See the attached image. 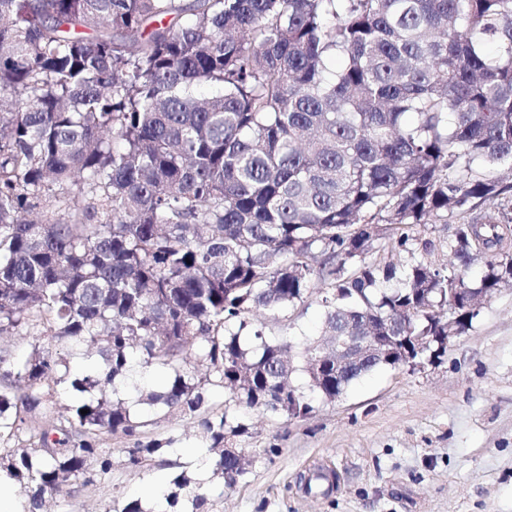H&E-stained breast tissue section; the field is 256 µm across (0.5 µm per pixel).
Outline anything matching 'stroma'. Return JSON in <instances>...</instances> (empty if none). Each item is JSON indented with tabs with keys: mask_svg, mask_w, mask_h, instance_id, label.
Returning a JSON list of instances; mask_svg holds the SVG:
<instances>
[{
	"mask_svg": "<svg viewBox=\"0 0 512 512\" xmlns=\"http://www.w3.org/2000/svg\"><path fill=\"white\" fill-rule=\"evenodd\" d=\"M320 299L311 290L265 319L266 337L302 349L319 330ZM313 406L288 421L243 410L245 432L225 445L245 454L247 472L233 488H211L209 512H512V289L483 302L441 360L376 370L341 400ZM147 435L173 438L170 458L181 463L197 461L204 437L199 416L183 413L159 418ZM105 445L111 479L58 496L52 512H120L169 479V466L122 465L123 436ZM320 469L336 476L325 496L305 484Z\"/></svg>",
	"mask_w": 512,
	"mask_h": 512,
	"instance_id": "obj_1",
	"label": "stroma"
}]
</instances>
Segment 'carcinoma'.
Instances as JSON below:
<instances>
[{"mask_svg": "<svg viewBox=\"0 0 512 512\" xmlns=\"http://www.w3.org/2000/svg\"><path fill=\"white\" fill-rule=\"evenodd\" d=\"M0 91V336L32 338L0 349V475L22 512L109 479L114 435L126 464L166 463L138 405L203 412L209 482L232 487L240 408L306 417V391L384 367L317 380L327 337L392 321L432 363L458 297L512 288V0H0ZM450 218L439 264L416 228ZM316 281L321 331L293 356L250 315ZM173 468L120 512H208Z\"/></svg>", "mask_w": 512, "mask_h": 512, "instance_id": "obj_1", "label": "carcinoma"}]
</instances>
